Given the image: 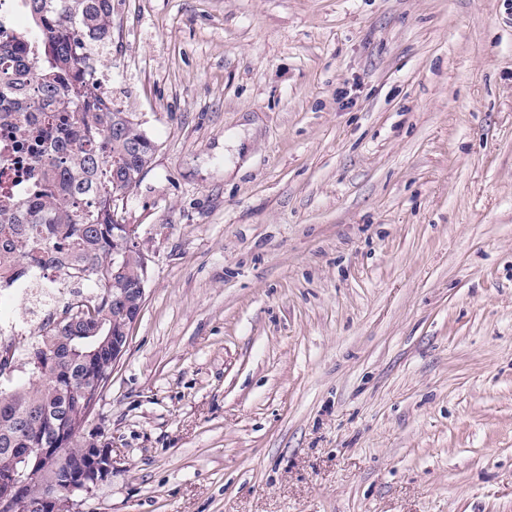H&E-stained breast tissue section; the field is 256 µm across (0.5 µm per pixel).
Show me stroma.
<instances>
[{
    "label": "stroma",
    "mask_w": 512,
    "mask_h": 512,
    "mask_svg": "<svg viewBox=\"0 0 512 512\" xmlns=\"http://www.w3.org/2000/svg\"><path fill=\"white\" fill-rule=\"evenodd\" d=\"M155 143L83 512H512V0H112Z\"/></svg>",
    "instance_id": "stroma-1"
}]
</instances>
